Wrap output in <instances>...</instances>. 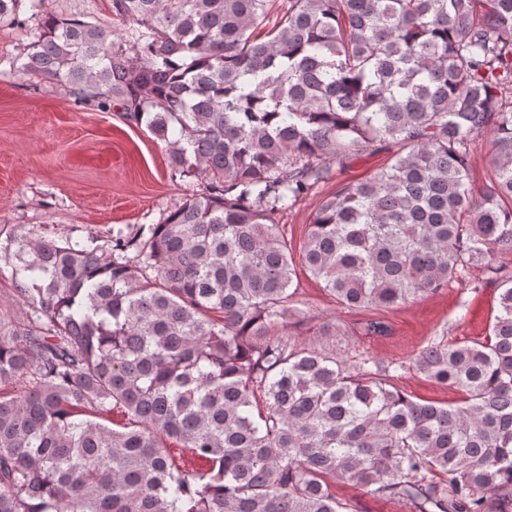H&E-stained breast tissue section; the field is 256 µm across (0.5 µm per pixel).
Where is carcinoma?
I'll use <instances>...</instances> for the list:
<instances>
[{
    "label": "carcinoma",
    "mask_w": 512,
    "mask_h": 512,
    "mask_svg": "<svg viewBox=\"0 0 512 512\" xmlns=\"http://www.w3.org/2000/svg\"><path fill=\"white\" fill-rule=\"evenodd\" d=\"M21 2L0 0L28 29L19 75L120 110L206 186L106 251L10 233L26 312L0 320V388L27 386L0 394V512H357L336 478L411 512H512V0H110L96 22ZM391 145L322 198L301 262L350 309L475 266L499 282L487 336L409 365L457 406L284 331L301 311L276 215L328 162ZM490 143L487 136L477 138L469 152L470 177L476 187L486 188L491 184ZM400 373L401 377L394 384L414 400L455 406L463 399V395L454 388L433 383L412 370Z\"/></svg>",
    "instance_id": "obj_1"
}]
</instances>
